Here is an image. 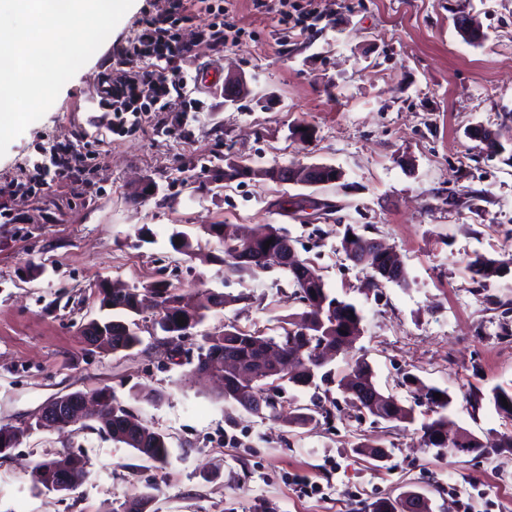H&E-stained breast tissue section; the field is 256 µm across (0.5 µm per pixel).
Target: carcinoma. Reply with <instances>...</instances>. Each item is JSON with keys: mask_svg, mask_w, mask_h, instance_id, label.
I'll use <instances>...</instances> for the list:
<instances>
[{"mask_svg": "<svg viewBox=\"0 0 512 512\" xmlns=\"http://www.w3.org/2000/svg\"><path fill=\"white\" fill-rule=\"evenodd\" d=\"M472 137L479 140L489 155L505 158L507 164L512 165V152H507L503 143L488 138L479 137V130H474ZM204 232L218 239L222 245L224 257L220 262L224 271L230 274L249 271L257 274L270 268L269 256L275 249L274 241L282 234V230L272 224L259 228L251 239L242 240L237 236V229L233 224H211L204 228ZM352 229H347L342 239V249L350 261L361 263L368 269L379 268L384 270L388 266V258L384 257L376 241L362 235L356 239H349ZM271 244H266V241ZM473 272L483 280L495 277H504L512 271L511 260H500L494 257L478 255L469 262ZM291 283L295 288L294 295L303 304V311L288 320L281 326L282 333L276 337L256 335V332L242 328L236 324L224 325V329L204 336V343L199 346L197 365L205 366L213 360L214 353L224 351L241 364L255 367L259 377L253 382L249 390L242 393L234 385V373L224 369V401L238 404L247 412L259 417L275 416L277 407L275 397L283 390V382L295 386L311 387L316 380H329L330 374L321 372L324 364L319 361L321 348L334 345L342 346L346 342L355 340L361 332L362 316L357 308L343 300L330 295L326 288L323 275L316 268L312 269L310 276L303 279L292 274ZM180 286L169 281H155L142 288L134 285L126 289L121 297L103 296L101 307H106L123 314L137 312V304L149 296L156 301L159 308L153 321V327L164 334L163 343L170 347V351L178 350L176 341L185 336L186 332L195 328L206 316V312L214 308V303L208 290L200 292L198 300L191 304L179 294ZM184 319V324H178V318ZM95 329L100 332L97 342L105 349L114 353L130 350L142 343L136 329L131 324L123 325L119 319H106L98 321ZM276 347L284 365L277 370L261 363L262 348ZM338 389L345 395L351 407L355 408L363 403L367 391L374 388V376L370 366L356 360L354 367L342 377L337 384ZM90 394L100 399L102 410L112 414V439L148 455L149 459L163 463L170 454L163 434L143 426L138 432L126 431L117 419L125 414V407L112 392L103 387L90 391ZM428 400L432 403L430 411L438 414L436 418H428L420 427V445L436 450V455L446 453L459 456L464 448H477L478 442L467 436L465 432H453L448 428V418L440 411L449 404L448 394L442 393V398L434 397V391L427 392ZM489 400L505 418L512 420V388L495 387L491 390ZM508 405H503V402ZM326 415L328 410L324 406L313 403L308 411L301 412L288 418V423L299 426L316 420V415ZM371 415L386 423L414 422L413 407L405 406L395 395L388 394L376 405ZM23 430L6 424L0 425V453L15 446Z\"/></svg>", "mask_w": 512, "mask_h": 512, "instance_id": "1", "label": "carcinoma"}]
</instances>
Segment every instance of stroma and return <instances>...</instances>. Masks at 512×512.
Wrapping results in <instances>:
<instances>
[{
    "label": "stroma",
    "instance_id": "stroma-1",
    "mask_svg": "<svg viewBox=\"0 0 512 512\" xmlns=\"http://www.w3.org/2000/svg\"><path fill=\"white\" fill-rule=\"evenodd\" d=\"M167 7L134 0L0 157V424L23 427L56 396L106 387L165 436L170 456L149 460L91 418L25 430L0 454V512H121L142 494L146 512H372L410 489L432 512H512V448L493 446L512 420L488 400L494 387L512 388V274L482 289L468 268L478 254L512 258V166L469 136L483 124L512 140V0H226L239 33L221 45L199 36L213 20L201 2L178 26L191 47L180 97L113 134L97 94L106 77L163 68L121 51L138 21ZM458 12L479 24L481 43L458 36ZM231 73L251 92L228 104ZM302 125L311 141L298 139ZM51 145L77 154L67 178L43 166ZM224 155L254 166L328 164L342 177L220 191L211 169ZM147 181L155 194L135 199ZM473 191L480 200L465 206ZM208 224L283 228L332 295L359 310L360 338L329 365V419L288 424L311 405L310 389L286 387L279 417L261 419L196 379L203 335L232 322L275 336L303 310L281 270L225 273ZM348 228L397 251L406 284L370 286L369 270L341 248ZM176 232L200 243V255L174 252ZM175 276L186 299L201 288L230 299L182 340L179 356L151 335L148 310L137 318L141 345L112 353L88 343L84 326L102 316L99 283ZM358 359L382 391L414 406L415 423L355 416L335 381ZM408 373L447 391L448 418L490 453L438 458L420 447L415 424L428 408L401 388ZM364 441L393 449L387 465L356 454ZM62 451L82 461L85 480L63 492L35 487L34 466ZM299 477L321 492L304 493Z\"/></svg>",
    "mask_w": 512,
    "mask_h": 512
}]
</instances>
